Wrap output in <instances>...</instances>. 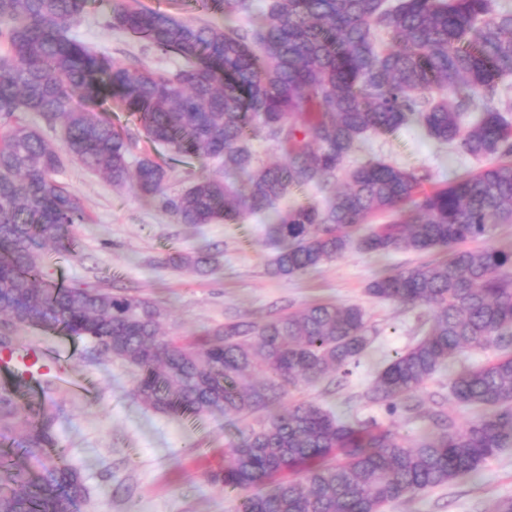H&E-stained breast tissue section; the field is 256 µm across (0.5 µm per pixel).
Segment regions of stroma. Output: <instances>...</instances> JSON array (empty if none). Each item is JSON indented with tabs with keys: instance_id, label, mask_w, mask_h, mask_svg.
I'll list each match as a JSON object with an SVG mask.
<instances>
[{
	"instance_id": "1",
	"label": "stroma",
	"mask_w": 512,
	"mask_h": 512,
	"mask_svg": "<svg viewBox=\"0 0 512 512\" xmlns=\"http://www.w3.org/2000/svg\"><path fill=\"white\" fill-rule=\"evenodd\" d=\"M109 10V0H94L78 36L133 70L176 68L175 59L107 26ZM133 152L159 156L168 165L172 193L189 186L199 171L196 161L172 160L141 133ZM371 159L428 171L433 187L479 168L469 156L449 152L413 126L367 138L349 162ZM57 178L77 196L89 221L76 226L70 251H52L46 268L50 279L154 300L165 311L164 335L182 342L204 338L229 320L264 321L316 301L361 305L374 341L358 366L349 376L301 387L291 397L362 420L375 419L397 430L404 445L412 444L420 421L365 403L361 395L396 351L424 334L431 314L423 307L377 301L367 287L383 266H414L425 262V255L397 251L381 261L353 248L305 274L280 278L270 273L277 247L265 216L234 224H180L131 188L112 187L77 162L65 161ZM202 248L214 257L206 271L179 270L165 262L172 252ZM21 344L52 347L66 369V384L45 393L21 391L16 403L22 419L44 405L58 411V446L81 470L88 489L70 512H237V494L210 479L212 472L223 469L224 448L236 433L223 414L174 419L155 413L135 396L133 375L125 365L89 362L83 344L69 337L25 330ZM510 496L512 447L487 460L477 476L406 495L387 512H490L498 499Z\"/></svg>"
}]
</instances>
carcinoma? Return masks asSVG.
Listing matches in <instances>:
<instances>
[{
	"label": "carcinoma",
	"instance_id": "obj_1",
	"mask_svg": "<svg viewBox=\"0 0 512 512\" xmlns=\"http://www.w3.org/2000/svg\"><path fill=\"white\" fill-rule=\"evenodd\" d=\"M92 0H0V315L14 330L63 332L89 359L135 371V395L175 417L222 412L246 422L211 480L242 494L240 512H385L405 495L475 476L512 447V353L448 374V396L419 392L459 354L512 345V243L472 248L512 224V11L496 0H196L224 25L179 19L122 3L108 25L183 65L132 71L71 33ZM153 144L205 163L184 191L166 192L168 169L132 159L133 134L95 104L110 98ZM58 127L47 138L17 113ZM484 168L426 192L428 172L383 160L347 168L371 134L409 123ZM284 159L262 162L255 140ZM117 188L135 180L142 198L181 224L237 222L264 213L279 252L272 274L294 277L351 247L378 258L404 250L441 257L386 268L370 296L431 311L429 329L395 353L364 394L426 424L411 447L390 428L314 402L285 404L301 383L346 375L371 343L358 304L315 303L263 322L229 323L202 344L160 332L155 301L48 279L49 244L86 223L79 199L57 180L65 159ZM345 188H336L338 175ZM310 185L332 197L278 208ZM397 218L360 234L375 213ZM206 250L167 262L204 271ZM23 374L0 387V436L16 428ZM470 407L459 429L445 404ZM58 414L41 408L20 429L40 472L0 459V512H68L87 495L78 468L58 450ZM294 470L295 478L279 474Z\"/></svg>",
	"mask_w": 512,
	"mask_h": 512
}]
</instances>
